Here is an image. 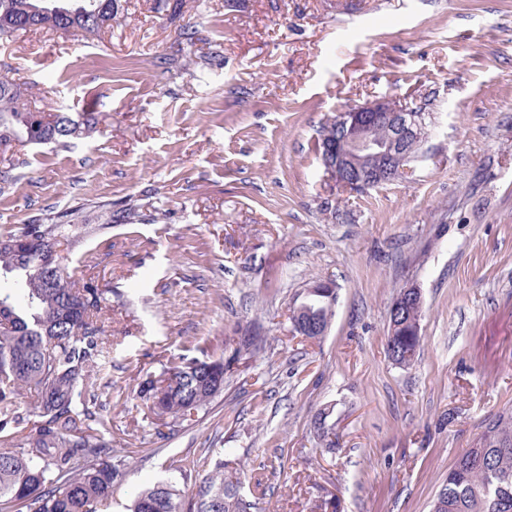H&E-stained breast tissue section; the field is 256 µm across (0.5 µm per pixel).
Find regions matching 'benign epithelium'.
Listing matches in <instances>:
<instances>
[{"label": "benign epithelium", "instance_id": "obj_1", "mask_svg": "<svg viewBox=\"0 0 512 512\" xmlns=\"http://www.w3.org/2000/svg\"><path fill=\"white\" fill-rule=\"evenodd\" d=\"M425 142L407 109L382 99L338 113L336 140L324 144L322 157L332 175L365 191L405 173Z\"/></svg>", "mask_w": 512, "mask_h": 512}]
</instances>
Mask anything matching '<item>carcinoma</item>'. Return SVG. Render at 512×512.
Returning <instances> with one entry per match:
<instances>
[{
  "label": "carcinoma",
  "mask_w": 512,
  "mask_h": 512,
  "mask_svg": "<svg viewBox=\"0 0 512 512\" xmlns=\"http://www.w3.org/2000/svg\"><path fill=\"white\" fill-rule=\"evenodd\" d=\"M95 3L101 23L91 26L77 15L63 26L41 15L50 3ZM120 0H0V42L20 32L48 29L94 38L110 26ZM23 91L0 76V146L18 141L65 146L97 132L94 121L75 120L67 112L21 108ZM89 233L86 224H71L65 216L48 224H24L0 238V277L12 288H0V305L8 304L7 324L0 326V501H21L32 512H98L112 494L121 471L106 450L112 442L91 426L105 422L87 404L77 406L82 392L93 387L92 376L103 354L104 324L99 319L107 303L104 291L78 285L59 262L22 241L55 246ZM336 290L312 288L290 310L291 332L315 323L330 324ZM422 307L410 302L390 324L388 357L410 364L420 348ZM232 356L254 354L257 336L232 339ZM33 393L20 410L17 396ZM224 391V358L180 357L143 384L140 394L149 411L185 420ZM37 418L30 429L29 417ZM254 504L240 494L238 479L214 462L191 497L169 483L142 487L131 512H251ZM431 512H512V411L495 415L473 446L458 456L432 503Z\"/></svg>",
  "instance_id": "carcinoma-1"
}]
</instances>
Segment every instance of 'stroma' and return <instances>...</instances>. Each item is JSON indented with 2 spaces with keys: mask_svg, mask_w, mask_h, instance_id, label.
<instances>
[{
  "mask_svg": "<svg viewBox=\"0 0 512 512\" xmlns=\"http://www.w3.org/2000/svg\"><path fill=\"white\" fill-rule=\"evenodd\" d=\"M191 50L207 63L184 68ZM1 61L30 107L99 120L65 148L0 149V234L65 211L91 227L56 254L112 291L97 411L122 476L100 512L155 482L195 492L219 458L244 498L262 479L263 512H430L512 410V0H186L174 17L127 0L95 39L24 32ZM381 97L426 106L429 137L404 177L357 194L321 130ZM325 281L328 332L292 336L290 307ZM411 286L421 347L403 367L386 338ZM256 334L205 410L146 418L139 382Z\"/></svg>",
  "mask_w": 512,
  "mask_h": 512,
  "instance_id": "35a3bbf8",
  "label": "stroma"
}]
</instances>
